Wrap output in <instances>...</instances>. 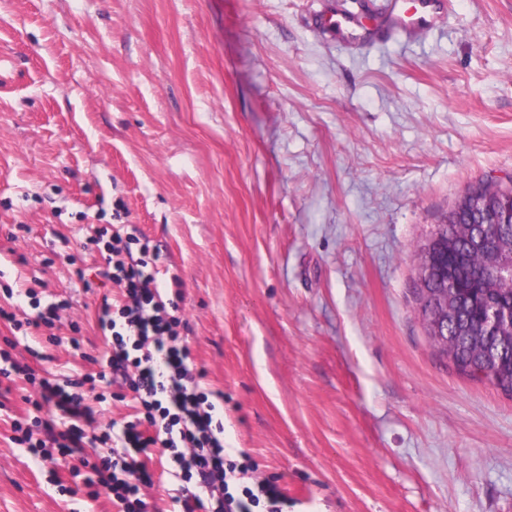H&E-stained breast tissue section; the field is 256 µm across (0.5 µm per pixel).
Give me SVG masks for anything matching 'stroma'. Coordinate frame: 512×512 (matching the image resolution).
<instances>
[{
  "label": "stroma",
  "mask_w": 512,
  "mask_h": 512,
  "mask_svg": "<svg viewBox=\"0 0 512 512\" xmlns=\"http://www.w3.org/2000/svg\"><path fill=\"white\" fill-rule=\"evenodd\" d=\"M384 4L0 0V306L66 304L11 355L97 371L118 291L83 244L132 225L161 294L181 281L227 453L288 512H512V394L430 344L414 261L470 187L512 182V0H452L403 46L324 23ZM33 393L0 385V512H116L12 442Z\"/></svg>",
  "instance_id": "stroma-1"
}]
</instances>
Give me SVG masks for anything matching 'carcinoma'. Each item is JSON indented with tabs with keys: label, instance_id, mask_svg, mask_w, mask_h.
I'll use <instances>...</instances> for the list:
<instances>
[{
	"label": "carcinoma",
	"instance_id": "carcinoma-1",
	"mask_svg": "<svg viewBox=\"0 0 512 512\" xmlns=\"http://www.w3.org/2000/svg\"><path fill=\"white\" fill-rule=\"evenodd\" d=\"M462 223L440 224L437 238L448 242V253L441 261L448 271L438 267L424 281L425 303L422 310L433 316L441 311L433 303L443 275L454 277L455 289L448 292V319L440 335L429 337L430 343L450 358L463 373L484 375L498 388L512 393V326L503 325L486 332L485 321L491 306L512 308V285L497 279L490 255L471 249V241L482 238L497 249H512V230L502 235L494 224H471L473 215L463 210Z\"/></svg>",
	"mask_w": 512,
	"mask_h": 512
}]
</instances>
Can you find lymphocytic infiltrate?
<instances>
[{"label":"lymphocytic infiltrate","mask_w":512,"mask_h":512,"mask_svg":"<svg viewBox=\"0 0 512 512\" xmlns=\"http://www.w3.org/2000/svg\"><path fill=\"white\" fill-rule=\"evenodd\" d=\"M88 243L107 254L104 278L120 290V302L103 303L99 316L102 330L113 342L107 367L96 374L78 375L77 385L88 386L93 404L66 392L49 379L36 378L29 367L12 362L0 349V376L18 374L38 383L31 399L30 424L13 420L16 444L27 447L37 459L56 458L69 468L76 449L91 447L92 457L82 460L85 483L93 497L107 495L118 512H148L141 499L142 487L152 485L148 462L153 454L166 455L180 487L173 501L180 512H284L287 497L277 476H253L252 485L240 495L229 490L235 474H252L250 464L226 458L224 425L213 415L215 406L202 391L191 352L181 339L180 289L162 298L156 286L157 252L148 239L99 228ZM138 257H131V249ZM133 391L140 414L130 421L100 424L95 404L118 398L122 389ZM67 419L66 429L46 419L48 409Z\"/></svg>","instance_id":"obj_1"}]
</instances>
